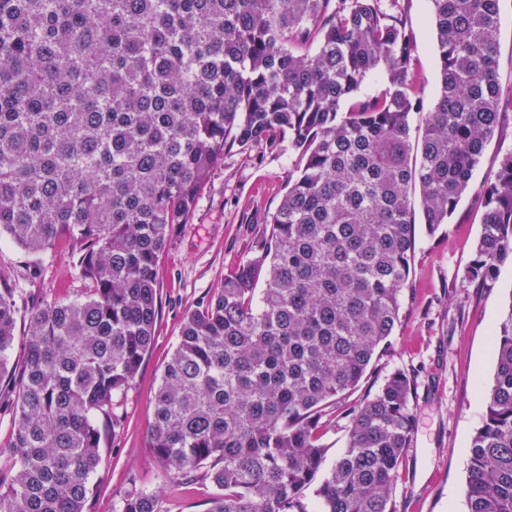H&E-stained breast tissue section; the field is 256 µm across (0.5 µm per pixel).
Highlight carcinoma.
Instances as JSON below:
<instances>
[{"instance_id": "cac0c4a2", "label": "carcinoma", "mask_w": 512, "mask_h": 512, "mask_svg": "<svg viewBox=\"0 0 512 512\" xmlns=\"http://www.w3.org/2000/svg\"><path fill=\"white\" fill-rule=\"evenodd\" d=\"M440 87L423 110L397 0H0V235L29 255L60 238L90 284L29 314L0 292V512H91L120 398L154 343L157 266L229 147L281 135L299 174L255 255L188 311L154 398L149 448L206 512H395L411 378L341 405L400 321L415 249L448 223L500 128V0H430ZM383 72L382 94L343 102ZM462 287L512 263V148L481 188ZM263 287H257L258 279ZM466 446V512H512V308ZM346 421L343 451L323 436ZM114 512H164L137 483Z\"/></svg>"}]
</instances>
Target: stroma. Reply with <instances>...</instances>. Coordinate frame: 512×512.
Here are the masks:
<instances>
[{
    "mask_svg": "<svg viewBox=\"0 0 512 512\" xmlns=\"http://www.w3.org/2000/svg\"><path fill=\"white\" fill-rule=\"evenodd\" d=\"M399 7L415 46L407 80L429 107L439 75L431 2L399 0ZM497 39L499 82L508 99L504 127L487 143L449 223L432 236L424 224H416L401 321L353 393L357 399L375 393L396 370L414 381L413 438L392 494L395 512H465V450L480 423L483 393L494 378L491 337L512 308L511 264L502 267L492 289L461 285L482 227L480 189L492 178L503 152L512 148V0H500ZM298 163L284 141L274 148L260 144L227 152L202 191L191 222L174 225L158 266L161 303L155 341L134 386L121 398L122 423L104 450V480L93 512H113L133 480L159 491L166 512H205L212 485L198 483L193 495H185L148 447L154 389L184 314L252 257ZM6 288L28 310L44 300L80 298L88 284L74 268L68 241L32 258L1 237L0 290Z\"/></svg>",
    "mask_w": 512,
    "mask_h": 512,
    "instance_id": "stroma-1",
    "label": "stroma"
}]
</instances>
